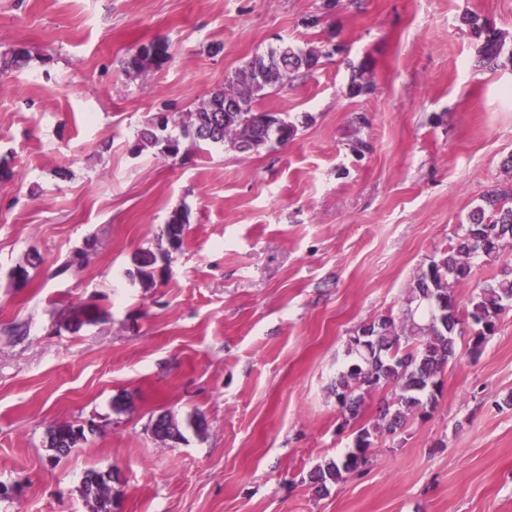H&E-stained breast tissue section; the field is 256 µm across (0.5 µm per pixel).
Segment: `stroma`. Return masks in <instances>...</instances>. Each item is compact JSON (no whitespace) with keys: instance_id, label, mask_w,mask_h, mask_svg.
<instances>
[{"instance_id":"obj_1","label":"stroma","mask_w":512,"mask_h":512,"mask_svg":"<svg viewBox=\"0 0 512 512\" xmlns=\"http://www.w3.org/2000/svg\"><path fill=\"white\" fill-rule=\"evenodd\" d=\"M467 14L512 46V0H0V54L31 53L0 75V512H89L90 470L112 473V512H512V309L478 354L458 339L435 408L327 492L310 481L378 414L372 391L346 423L331 392L350 336L401 317L505 178L512 66L477 67ZM157 38L169 63L127 75ZM284 43L339 47L258 104L299 120L293 140L136 149L153 114L180 123ZM364 61L370 90L347 95ZM178 208L183 246L142 287L132 258L166 250ZM165 412L206 430L163 445ZM64 423L87 440L56 460ZM185 224H187V214L182 209L174 210L166 222L164 235L168 245L171 239L178 240V245L172 251L180 250L183 245Z\"/></svg>"}]
</instances>
